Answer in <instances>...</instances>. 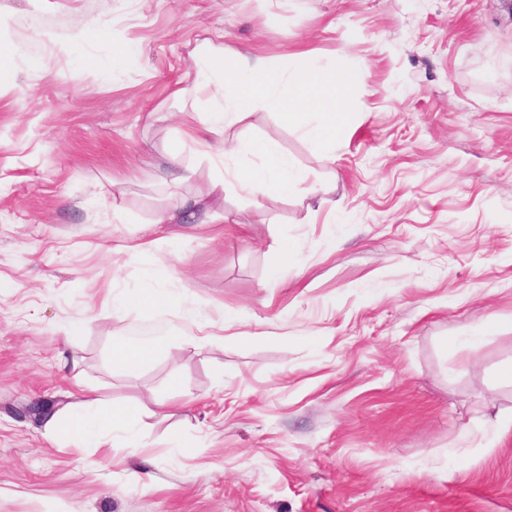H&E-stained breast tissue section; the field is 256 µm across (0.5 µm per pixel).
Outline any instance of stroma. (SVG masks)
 <instances>
[{
	"mask_svg": "<svg viewBox=\"0 0 512 512\" xmlns=\"http://www.w3.org/2000/svg\"><path fill=\"white\" fill-rule=\"evenodd\" d=\"M205 37L339 57L352 119L323 147L251 112L225 136L303 184L160 228L213 174L190 146L191 182L162 168ZM0 44V512H512V0H0ZM149 288L179 306L111 302ZM78 379L135 447L46 436L33 404ZM168 349V339L158 338L139 344H131L125 338H117L112 341V360L115 364L125 367H135L148 364Z\"/></svg>",
	"mask_w": 512,
	"mask_h": 512,
	"instance_id": "1",
	"label": "stroma"
}]
</instances>
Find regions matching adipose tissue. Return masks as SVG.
I'll return each mask as SVG.
<instances>
[{
    "label": "adipose tissue",
    "mask_w": 512,
    "mask_h": 512,
    "mask_svg": "<svg viewBox=\"0 0 512 512\" xmlns=\"http://www.w3.org/2000/svg\"><path fill=\"white\" fill-rule=\"evenodd\" d=\"M193 58L204 83L201 96L181 112V146L165 156V173L171 183H184L193 176L181 150L183 144L190 143L222 159L240 153L264 157L263 168H240L229 179L216 174L212 194L223 195L229 185L254 199L272 191L288 193L297 182L288 161L268 146L225 139V128L242 121L250 110L273 106L289 126L328 146L339 139L349 122L348 92L357 81L356 69L340 63L321 66L312 62L285 72L262 57L228 52L207 38L194 50ZM223 220V214L198 196L182 197L158 217L162 224H219ZM167 349L164 338L139 344L117 338L112 342V360L135 367L158 359ZM128 417L127 407L103 405L98 396L85 391L75 405L46 409L41 422L48 434L68 446L100 447L117 439L131 446L137 434L129 426Z\"/></svg>",
    "instance_id": "adipose-tissue-1"
}]
</instances>
